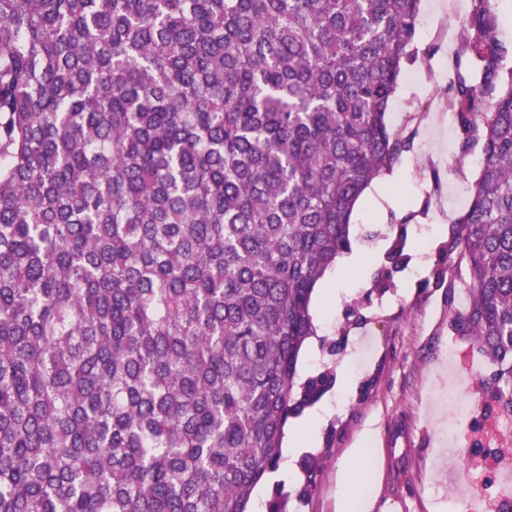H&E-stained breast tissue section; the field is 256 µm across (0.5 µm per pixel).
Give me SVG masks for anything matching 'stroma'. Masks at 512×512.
Listing matches in <instances>:
<instances>
[{"label": "stroma", "mask_w": 512, "mask_h": 512, "mask_svg": "<svg viewBox=\"0 0 512 512\" xmlns=\"http://www.w3.org/2000/svg\"><path fill=\"white\" fill-rule=\"evenodd\" d=\"M470 8L471 0H421L415 55L388 109L390 128L411 133L413 145L395 164L393 182L368 188L357 202L351 233L363 263L322 280L340 299L321 312L318 334L299 358L302 376L329 367L336 373L317 403L321 420L308 449L321 466L317 487L303 504L294 496L301 476H267L256 487L259 504L279 487L289 496L287 512H336L339 473L353 448L361 454L349 480L356 488L369 479L372 512H442L439 500H463L465 482L449 483L439 458L437 402L447 377L449 315L465 296L435 273L448 267V229L467 209L478 175L480 148L462 152L446 107L456 26ZM401 235L408 258L377 289Z\"/></svg>", "instance_id": "35a3bbf8"}]
</instances>
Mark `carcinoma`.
I'll return each mask as SVG.
<instances>
[{
    "instance_id": "1",
    "label": "carcinoma",
    "mask_w": 512,
    "mask_h": 512,
    "mask_svg": "<svg viewBox=\"0 0 512 512\" xmlns=\"http://www.w3.org/2000/svg\"><path fill=\"white\" fill-rule=\"evenodd\" d=\"M419 2L0 0V512H249L335 385L299 354L356 201L412 146L386 110ZM471 2L450 322L512 413V44Z\"/></svg>"
}]
</instances>
